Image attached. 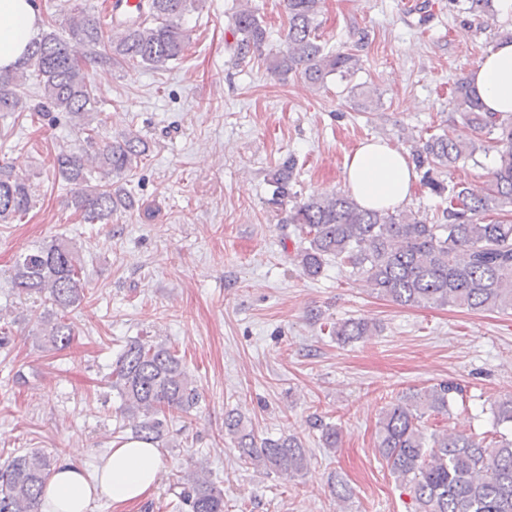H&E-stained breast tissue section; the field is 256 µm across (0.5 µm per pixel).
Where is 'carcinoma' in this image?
<instances>
[{
  "instance_id": "carcinoma-1",
  "label": "carcinoma",
  "mask_w": 512,
  "mask_h": 512,
  "mask_svg": "<svg viewBox=\"0 0 512 512\" xmlns=\"http://www.w3.org/2000/svg\"><path fill=\"white\" fill-rule=\"evenodd\" d=\"M465 13L494 15L493 0H451ZM322 0H284L288 19L285 49L264 56L267 30L258 13L244 4L230 16L239 61L265 59L269 70L286 77L303 76L321 85L329 75L345 81L362 69L353 50L324 52L318 17ZM200 0H143L140 15L112 20L104 28L85 9L68 14L65 35L41 33L18 66L0 69V112H64L74 121L96 110L97 100L86 61L75 46L103 47L112 65L160 69L186 58L190 36L183 21ZM40 78V101L30 105L21 86L27 69ZM452 99L461 122L473 138L448 133L421 139L411 155L424 170V184L436 195H448L444 222L427 224L405 211L365 209L345 191L312 195L295 203L286 223L294 225L303 246L295 256L302 273L318 277L330 259L351 268L371 291L408 307L458 306L472 311H512V117L483 111L468 79L456 81ZM497 148L491 180L477 193L463 184L447 186L439 176L475 159L485 139ZM149 151L137 135L106 143L89 153L59 151L56 174L73 186L72 203L86 224H109L119 210L130 211L135 200L127 186L133 170ZM295 162L287 158L268 174L273 200L292 201ZM102 181L93 185L94 174ZM35 203L30 179L0 163V223L25 216ZM496 219L488 222L486 217ZM78 252L66 240L44 241L16 260L11 271L14 295L28 303V321L36 326L39 347L61 351L73 341L65 315L85 299ZM52 309L43 310L44 302ZM375 327L362 319L334 324L330 335L341 342L370 336ZM110 388L121 401V415L136 422L135 437L163 440L170 416L189 413L200 393L171 346L148 337L128 344L112 366ZM451 382L401 394L383 408L378 421L377 452L399 486L409 490L411 512H512V438L490 441L463 431L425 432L422 419L447 415ZM496 424L512 425V395L495 400ZM225 435L239 456L257 470L293 478L307 469L310 458L295 437L256 440L239 416L229 414ZM54 456L43 449L13 455L0 466V512H41L43 487ZM180 498L189 512H224V494L211 472L198 463L181 482Z\"/></svg>"
}]
</instances>
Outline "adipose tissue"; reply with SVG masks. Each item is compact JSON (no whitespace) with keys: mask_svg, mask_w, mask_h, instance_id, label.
Segmentation results:
<instances>
[{"mask_svg":"<svg viewBox=\"0 0 512 512\" xmlns=\"http://www.w3.org/2000/svg\"><path fill=\"white\" fill-rule=\"evenodd\" d=\"M40 27L32 0H0V69L22 59ZM469 81L484 111L512 115V39L497 40L472 67ZM415 179L406 155L381 141L362 143L345 164L344 185L366 209L404 207ZM161 468L159 448L131 437L113 443L94 469L65 459L44 487V512H92L102 498L115 504L147 500Z\"/></svg>","mask_w":512,"mask_h":512,"instance_id":"obj_1","label":"adipose tissue"}]
</instances>
